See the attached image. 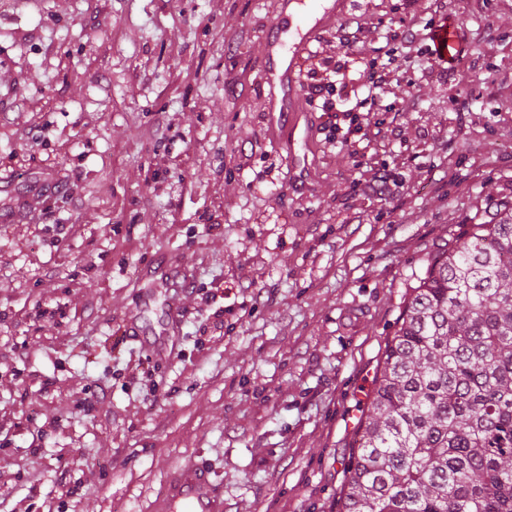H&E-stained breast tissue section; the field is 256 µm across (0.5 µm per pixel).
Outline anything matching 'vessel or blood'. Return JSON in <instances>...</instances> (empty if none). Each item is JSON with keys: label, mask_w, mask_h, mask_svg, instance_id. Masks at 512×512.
Listing matches in <instances>:
<instances>
[{"label": "vessel or blood", "mask_w": 512, "mask_h": 512, "mask_svg": "<svg viewBox=\"0 0 512 512\" xmlns=\"http://www.w3.org/2000/svg\"><path fill=\"white\" fill-rule=\"evenodd\" d=\"M335 13V0H315L311 5L306 0H278L277 17L267 33L258 81L269 91V111L278 113L280 122L285 125L288 145L306 139L305 134L299 133V124L295 119L302 95L296 71L314 37ZM55 185V180L49 176L31 181L21 199L22 207H38ZM190 276L191 269L187 262L166 256L146 266L139 275L146 287L159 290L162 297L165 319L150 345L156 356L168 357L174 351L173 338L181 323V309L171 298L170 290L175 280L186 281ZM154 512H224V494L208 468L188 461L174 468L156 499Z\"/></svg>", "instance_id": "obj_1"}]
</instances>
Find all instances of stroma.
Returning a JSON list of instances; mask_svg holds the SVG:
<instances>
[{
	"label": "stroma",
	"instance_id": "35a3bbf8",
	"mask_svg": "<svg viewBox=\"0 0 512 512\" xmlns=\"http://www.w3.org/2000/svg\"><path fill=\"white\" fill-rule=\"evenodd\" d=\"M451 7L447 83L404 52L400 0H348L411 91L371 114L383 147L332 146L308 110L291 149L258 83L276 0H0V206L60 182L0 223V512H150L187 460L224 512H334L428 257L512 201V0ZM161 253L195 269L166 361L137 281ZM57 182L51 176H44L31 181L21 199L23 208L38 207L45 197L51 194Z\"/></svg>",
	"mask_w": 512,
	"mask_h": 512
}]
</instances>
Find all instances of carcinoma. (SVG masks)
Returning a JSON list of instances; mask_svg holds the SVG:
<instances>
[{
    "mask_svg": "<svg viewBox=\"0 0 512 512\" xmlns=\"http://www.w3.org/2000/svg\"><path fill=\"white\" fill-rule=\"evenodd\" d=\"M338 512H512V206L413 288Z\"/></svg>",
    "mask_w": 512,
    "mask_h": 512,
    "instance_id": "cac0c4a2",
    "label": "carcinoma"
}]
</instances>
